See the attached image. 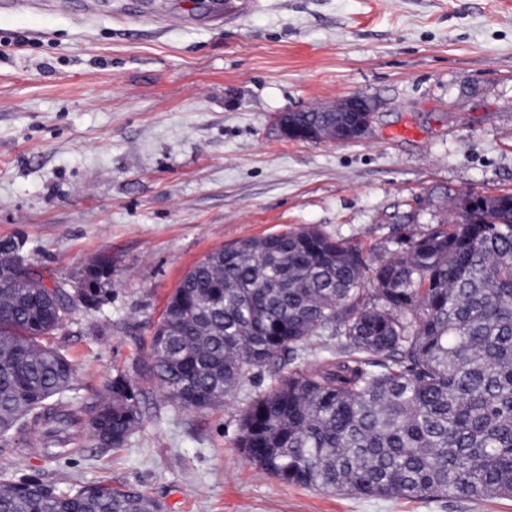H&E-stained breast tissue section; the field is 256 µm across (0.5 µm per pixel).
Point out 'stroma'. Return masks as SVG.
Here are the masks:
<instances>
[{
	"instance_id": "obj_1",
	"label": "stroma",
	"mask_w": 512,
	"mask_h": 512,
	"mask_svg": "<svg viewBox=\"0 0 512 512\" xmlns=\"http://www.w3.org/2000/svg\"><path fill=\"white\" fill-rule=\"evenodd\" d=\"M352 93L359 141H292L284 112ZM512 192V0H25L0 9V240L48 281L112 257V301L55 340L91 400L145 357L182 276L245 238L311 225L395 248ZM245 395L184 410L157 388L129 445L0 469L139 486L165 512H512V500L336 495L258 472L234 445Z\"/></svg>"
}]
</instances>
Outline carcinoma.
<instances>
[{
	"label": "carcinoma",
	"mask_w": 512,
	"mask_h": 512,
	"mask_svg": "<svg viewBox=\"0 0 512 512\" xmlns=\"http://www.w3.org/2000/svg\"><path fill=\"white\" fill-rule=\"evenodd\" d=\"M300 129L338 112H286ZM460 220L375 266L315 226L242 239L193 265L149 343V377L205 409L267 373L235 447L277 480L381 499H512V195L460 199ZM101 254L71 291L48 285L21 240H0V444L51 460L119 450L142 390L119 374L78 402L73 361L49 337L112 300ZM327 356L311 359L312 351ZM0 512H164L135 485L61 491L39 474L0 481Z\"/></svg>",
	"instance_id": "cac0c4a2"
}]
</instances>
